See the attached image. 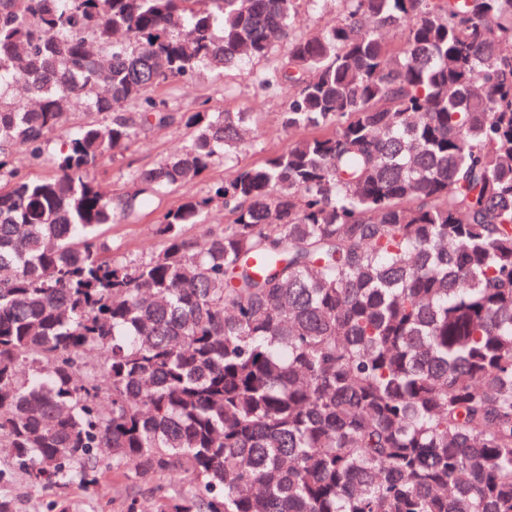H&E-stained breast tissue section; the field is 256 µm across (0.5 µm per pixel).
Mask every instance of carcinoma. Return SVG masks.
Wrapping results in <instances>:
<instances>
[{"label":"carcinoma","instance_id":"obj_1","mask_svg":"<svg viewBox=\"0 0 512 512\" xmlns=\"http://www.w3.org/2000/svg\"><path fill=\"white\" fill-rule=\"evenodd\" d=\"M297 2L0 0V446L43 487L188 481L151 512H512V0H343L307 38ZM276 43L258 82L309 134L112 258L100 230L240 151L246 113L187 114L116 204L90 171L170 122L159 85ZM72 98L110 118L16 176ZM8 163L10 168L18 170L27 179L38 180L53 173V169L46 162H32L24 152L14 153L8 158ZM233 216L224 207H215L210 210L205 219L197 224H186L183 233L193 241L201 242L208 235L219 232L225 224H231Z\"/></svg>","mask_w":512,"mask_h":512}]
</instances>
